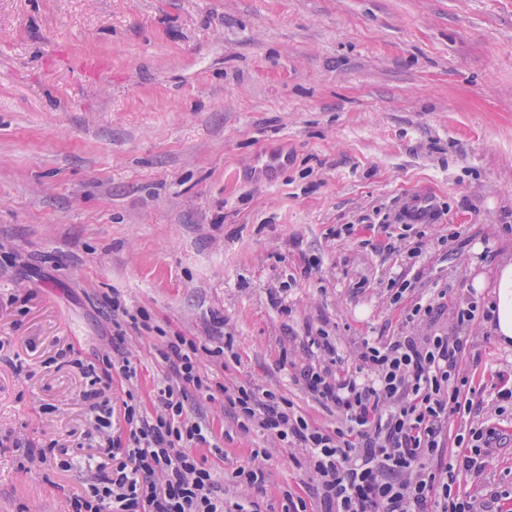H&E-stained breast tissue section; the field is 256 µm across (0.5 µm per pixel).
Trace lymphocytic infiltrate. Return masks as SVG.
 I'll return each instance as SVG.
<instances>
[{"label":"lymphocytic infiltrate","instance_id":"obj_1","mask_svg":"<svg viewBox=\"0 0 512 512\" xmlns=\"http://www.w3.org/2000/svg\"><path fill=\"white\" fill-rule=\"evenodd\" d=\"M493 313L492 302L467 301L447 332L363 342L352 371L328 334L311 337L323 363L295 369L292 379L336 410L333 428L312 425L278 392L219 381L202 367L195 339L169 338L159 351L169 368L160 411L148 416L125 404L130 445L103 448L96 481L74 497L73 512H260L218 495L199 453L214 447L213 432L184 409L192 390L209 400L222 395L240 430L265 436L267 448L235 472L247 484L263 483L272 449L293 448L318 482L324 512H478L461 480L480 474L496 449L512 446V433L482 423L456 437L447 461L438 456L446 424L468 409L463 395L472 385L462 364L481 360L466 331Z\"/></svg>","mask_w":512,"mask_h":512}]
</instances>
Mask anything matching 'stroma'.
Segmentation results:
<instances>
[{
  "label": "stroma",
  "mask_w": 512,
  "mask_h": 512,
  "mask_svg": "<svg viewBox=\"0 0 512 512\" xmlns=\"http://www.w3.org/2000/svg\"><path fill=\"white\" fill-rule=\"evenodd\" d=\"M432 224H400L409 194ZM421 246L419 257L408 251ZM512 258V0H0V512H69L95 473L81 364L123 403L158 406L170 336L222 321L225 377L339 423L280 365L324 330L355 368L363 340L447 328L493 300ZM485 285H474L476 276ZM412 287L391 299L392 280ZM449 284L448 309L408 310ZM146 311L112 347V301ZM475 385L512 380V347L468 331ZM218 440L226 498L320 512L309 467L280 449L262 487L233 482L259 431L189 393ZM463 486L512 512V447Z\"/></svg>",
  "instance_id": "obj_1"
}]
</instances>
